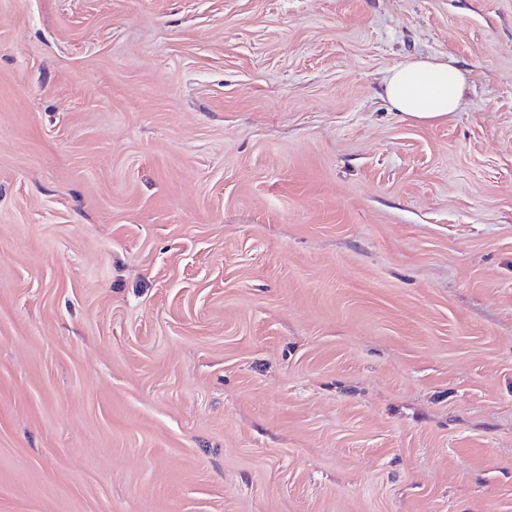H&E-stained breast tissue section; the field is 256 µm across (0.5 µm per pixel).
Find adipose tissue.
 Returning a JSON list of instances; mask_svg holds the SVG:
<instances>
[{"mask_svg": "<svg viewBox=\"0 0 512 512\" xmlns=\"http://www.w3.org/2000/svg\"><path fill=\"white\" fill-rule=\"evenodd\" d=\"M465 76L451 59L407 58L384 79V90L400 114L422 122L447 120L458 111Z\"/></svg>", "mask_w": 512, "mask_h": 512, "instance_id": "ef3b65f1", "label": "adipose tissue"}]
</instances>
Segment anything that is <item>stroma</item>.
I'll list each match as a JSON object with an SVG mask.
<instances>
[{
	"label": "stroma",
	"instance_id": "stroma-1",
	"mask_svg": "<svg viewBox=\"0 0 512 512\" xmlns=\"http://www.w3.org/2000/svg\"><path fill=\"white\" fill-rule=\"evenodd\" d=\"M0 512H512V0H0ZM465 83L463 72L451 59L409 57L388 72L384 90L400 114L437 122L458 111Z\"/></svg>",
	"mask_w": 512,
	"mask_h": 512
}]
</instances>
